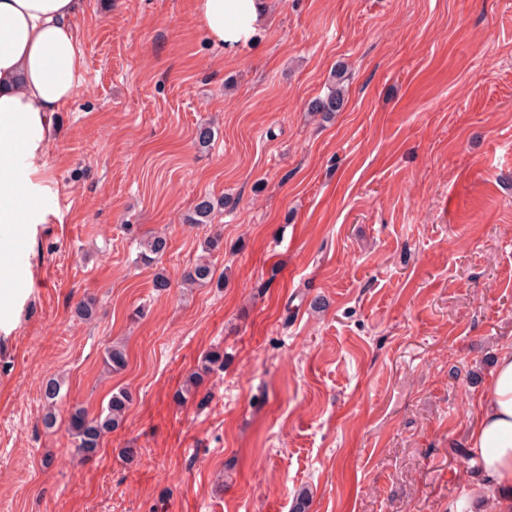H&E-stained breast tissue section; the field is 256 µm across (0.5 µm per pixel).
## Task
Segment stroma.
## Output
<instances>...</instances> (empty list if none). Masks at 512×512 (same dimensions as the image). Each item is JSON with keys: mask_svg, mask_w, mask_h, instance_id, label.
Returning <instances> with one entry per match:
<instances>
[{"mask_svg": "<svg viewBox=\"0 0 512 512\" xmlns=\"http://www.w3.org/2000/svg\"><path fill=\"white\" fill-rule=\"evenodd\" d=\"M263 5L228 47L194 0H82V85L0 344V512H292L303 489L309 512H448L465 492L461 402L512 345V0ZM339 69L344 109L308 112ZM203 195L225 206L190 223ZM216 234L223 287L184 286ZM216 348L206 402L177 404ZM119 388L123 424L78 456L71 407ZM168 241L166 236L157 234L139 242L137 260L143 265H149L162 255L167 249ZM222 367H224L223 350H212L207 353L201 362V366L189 375L183 388L175 392L174 399L179 404L189 399H194L198 394V389L203 383L205 376H208L216 368L219 369ZM59 394L60 384L55 380L47 381L42 391V399L45 406L43 423L47 429H51L55 426Z\"/></svg>", "mask_w": 512, "mask_h": 512, "instance_id": "stroma-1", "label": "stroma"}]
</instances>
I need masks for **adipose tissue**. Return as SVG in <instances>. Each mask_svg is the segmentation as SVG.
I'll use <instances>...</instances> for the list:
<instances>
[{"mask_svg":"<svg viewBox=\"0 0 512 512\" xmlns=\"http://www.w3.org/2000/svg\"><path fill=\"white\" fill-rule=\"evenodd\" d=\"M80 0H0V274L14 269V246L43 223L50 204L36 177L58 112L77 95L84 55L74 30ZM207 34L229 46L249 42L261 0H196ZM468 443L477 474L465 499L512 512V346L500 349L489 383L474 399Z\"/></svg>","mask_w":512,"mask_h":512,"instance_id":"obj_1","label":"adipose tissue"}]
</instances>
